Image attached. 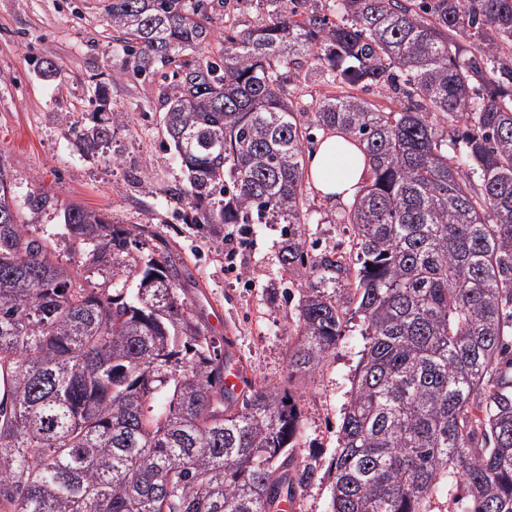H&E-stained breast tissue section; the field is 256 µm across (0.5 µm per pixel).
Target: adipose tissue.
Listing matches in <instances>:
<instances>
[{"label": "adipose tissue", "mask_w": 512, "mask_h": 512, "mask_svg": "<svg viewBox=\"0 0 512 512\" xmlns=\"http://www.w3.org/2000/svg\"><path fill=\"white\" fill-rule=\"evenodd\" d=\"M367 169L359 143L337 131L329 132L308 155V183L331 202L352 200Z\"/></svg>", "instance_id": "ef3b65f1"}]
</instances>
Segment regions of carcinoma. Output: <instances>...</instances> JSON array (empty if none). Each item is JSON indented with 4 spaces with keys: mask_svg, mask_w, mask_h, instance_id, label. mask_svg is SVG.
Returning a JSON list of instances; mask_svg holds the SVG:
<instances>
[{
    "mask_svg": "<svg viewBox=\"0 0 512 512\" xmlns=\"http://www.w3.org/2000/svg\"><path fill=\"white\" fill-rule=\"evenodd\" d=\"M213 38L214 0H108L119 71L160 80L187 224H286L306 276L288 368L305 376L359 315L365 346L329 466L331 512H512V0H289ZM217 47H212V44ZM339 85L301 122L284 71ZM406 99L381 110L353 92ZM95 153L112 131L107 86ZM458 132L448 156L439 124ZM364 145L348 247L310 254V129ZM64 265L29 235L0 163V512H275L315 476L301 410L224 391V346L181 299L174 259L80 205Z\"/></svg>",
    "mask_w": 512,
    "mask_h": 512,
    "instance_id": "cac0c4a2",
    "label": "carcinoma"
}]
</instances>
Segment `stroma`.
Instances as JSON below:
<instances>
[{
    "label": "stroma",
    "mask_w": 512,
    "mask_h": 512,
    "mask_svg": "<svg viewBox=\"0 0 512 512\" xmlns=\"http://www.w3.org/2000/svg\"><path fill=\"white\" fill-rule=\"evenodd\" d=\"M104 0H0V161L4 162L17 204L29 193L45 192L57 207L25 213L30 234L48 238L61 261L74 258L66 235L63 207L70 203L104 212L110 221L151 229L153 246L179 257V286L187 306L218 340L234 345L250 379L289 389L302 411L293 450L301 464L317 469L298 489L293 512H330L328 467L336 454L343 412L351 397L355 369L364 349L359 320L348 323L325 361L312 374L291 376L288 346L295 337L304 277L281 262L284 224H186L184 171L168 146L155 84L130 73L109 72L111 26ZM48 58L63 71L47 82L37 61ZM109 73L114 102L126 106L112 125L106 148L80 149L75 128L89 124L95 77ZM136 101L148 111H130ZM310 223L301 230L319 249L346 242L350 225L340 223L343 204L305 191ZM241 243L242 266L228 271L224 236Z\"/></svg>",
    "instance_id": "stroma-1"
}]
</instances>
